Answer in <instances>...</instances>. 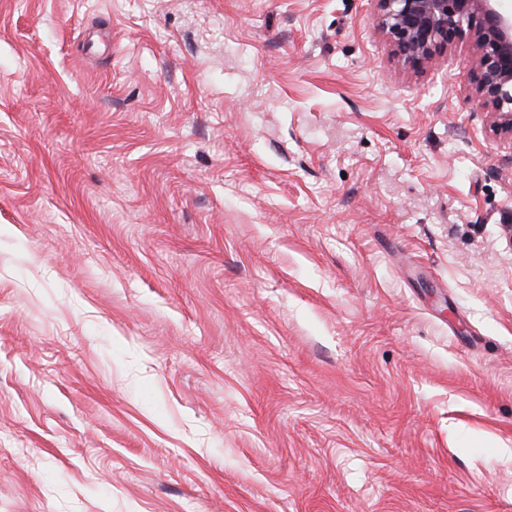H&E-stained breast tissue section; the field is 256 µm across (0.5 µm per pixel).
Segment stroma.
Segmentation results:
<instances>
[{
    "instance_id": "obj_1",
    "label": "stroma",
    "mask_w": 512,
    "mask_h": 512,
    "mask_svg": "<svg viewBox=\"0 0 512 512\" xmlns=\"http://www.w3.org/2000/svg\"><path fill=\"white\" fill-rule=\"evenodd\" d=\"M371 0H0V512H512V145Z\"/></svg>"
}]
</instances>
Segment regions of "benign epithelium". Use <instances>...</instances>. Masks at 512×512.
<instances>
[{"instance_id":"obj_1","label":"benign epithelium","mask_w":512,"mask_h":512,"mask_svg":"<svg viewBox=\"0 0 512 512\" xmlns=\"http://www.w3.org/2000/svg\"><path fill=\"white\" fill-rule=\"evenodd\" d=\"M377 25L402 66L421 72L469 43L471 98L499 139L512 143V7L505 0H372Z\"/></svg>"}]
</instances>
